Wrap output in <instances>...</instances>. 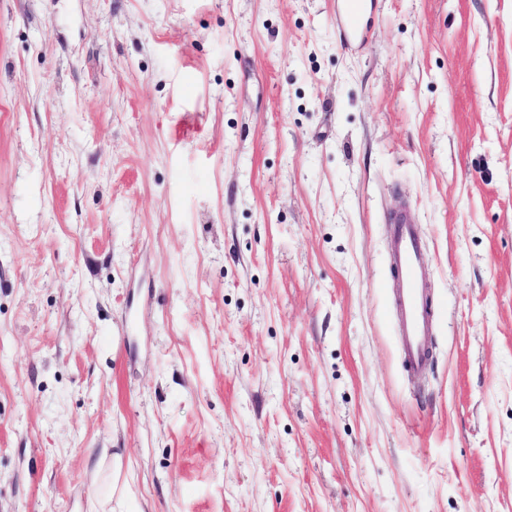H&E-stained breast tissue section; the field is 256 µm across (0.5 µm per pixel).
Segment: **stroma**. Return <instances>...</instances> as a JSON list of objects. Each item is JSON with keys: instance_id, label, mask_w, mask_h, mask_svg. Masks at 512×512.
<instances>
[{"instance_id": "obj_1", "label": "stroma", "mask_w": 512, "mask_h": 512, "mask_svg": "<svg viewBox=\"0 0 512 512\" xmlns=\"http://www.w3.org/2000/svg\"><path fill=\"white\" fill-rule=\"evenodd\" d=\"M373 3L0 0V512H512V0ZM367 0H341L336 11V22L341 26L347 42L362 40L365 37L363 15ZM390 254L397 276L395 312L400 322V342L405 361L414 369L424 367L426 341L432 316L423 290L429 256L422 248L414 216L407 208L390 213Z\"/></svg>"}]
</instances>
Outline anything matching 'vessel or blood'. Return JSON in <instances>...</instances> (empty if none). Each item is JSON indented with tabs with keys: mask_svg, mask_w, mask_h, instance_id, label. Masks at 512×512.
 Returning a JSON list of instances; mask_svg holds the SVG:
<instances>
[{
	"mask_svg": "<svg viewBox=\"0 0 512 512\" xmlns=\"http://www.w3.org/2000/svg\"><path fill=\"white\" fill-rule=\"evenodd\" d=\"M366 0H341L336 22L346 41L364 39L363 15ZM386 221L390 233V254L397 276L395 312L400 322V342L405 361L415 369L424 367L426 341L431 332L432 316L423 290L429 256L420 243L414 216L408 209L390 213Z\"/></svg>",
	"mask_w": 512,
	"mask_h": 512,
	"instance_id": "vessel-or-blood-1",
	"label": "vessel or blood"
}]
</instances>
